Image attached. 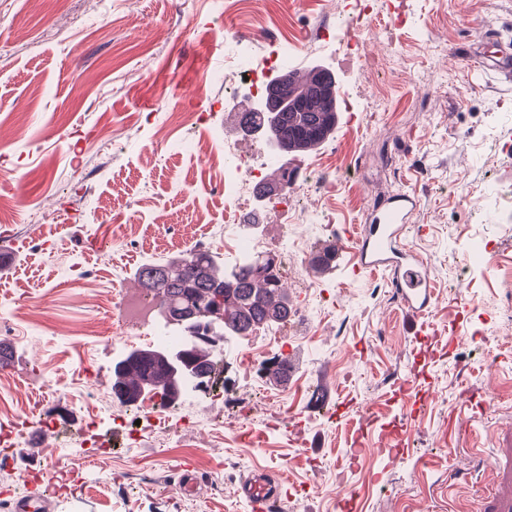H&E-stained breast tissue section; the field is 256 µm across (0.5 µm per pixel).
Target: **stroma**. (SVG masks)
<instances>
[{
	"label": "stroma",
	"instance_id": "35a3bbf8",
	"mask_svg": "<svg viewBox=\"0 0 512 512\" xmlns=\"http://www.w3.org/2000/svg\"><path fill=\"white\" fill-rule=\"evenodd\" d=\"M352 4L0 0V295L48 300L25 309L21 328L0 326L15 359L0 369V420L21 412L44 428L60 410L46 381L73 388L86 369L111 390L120 351L90 330L135 295L144 258L224 253L223 171L169 157L165 145L185 136L265 148L232 129L224 87L210 79L228 39L257 57L265 45L253 36L266 33L288 45L295 70L328 68L359 113L385 105L375 137L342 111L302 156V178L336 183L333 196L301 202L331 218L312 228L310 248L359 236L383 200L409 193L402 243L426 258L433 290L415 314L390 302V270L353 273L349 251L323 275L299 267L287 281L293 310L323 290L335 308L226 345L213 378L223 397L194 407L205 430L162 432L145 415L138 447L114 432L108 455L68 449L62 465L78 483L49 512H251L239 486L261 471L283 489L279 512H336L344 488L356 489L359 512H479L487 463L512 455V209L496 199L512 194V82L469 48L485 32L493 50L512 53V0H407L394 29L396 0H375L369 67L308 45L312 28L335 25ZM63 212L70 222H57ZM476 236L495 244L498 269L469 265ZM483 337L489 348L457 375V353ZM244 351L258 355L245 375L235 367ZM284 358L288 374L273 376ZM391 364L412 379L408 392L388 383ZM366 416L375 425L360 447L402 452L337 481L336 460L351 450L340 428Z\"/></svg>",
	"mask_w": 512,
	"mask_h": 512
}]
</instances>
